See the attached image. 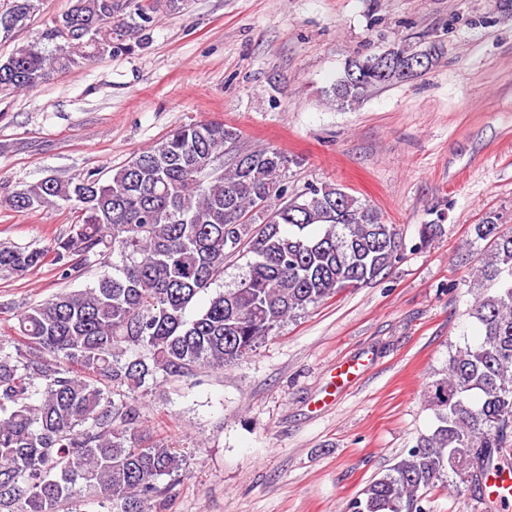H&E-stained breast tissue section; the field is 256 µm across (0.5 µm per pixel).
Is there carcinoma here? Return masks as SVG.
Returning a JSON list of instances; mask_svg holds the SVG:
<instances>
[{
    "label": "carcinoma",
    "mask_w": 512,
    "mask_h": 512,
    "mask_svg": "<svg viewBox=\"0 0 512 512\" xmlns=\"http://www.w3.org/2000/svg\"><path fill=\"white\" fill-rule=\"evenodd\" d=\"M184 0H70L31 42L0 59V94L33 89L104 56L129 54L158 12ZM40 0H7L0 38L27 25ZM439 49L393 46L348 61L324 96L347 106L371 91L421 77ZM218 121L188 123L102 180L48 175L6 205L36 211L61 202L77 213L45 248L0 246V273L25 277L53 255L75 281L93 284L30 307L0 345V512H58L82 495L107 512H144L182 469V449L151 441L132 397L202 369L229 366L287 319L385 274L403 258L395 225L334 184L288 196L289 159L272 147L242 149ZM471 316L480 336L448 356L428 399L438 425L349 512H427L438 482L483 492L512 451V229L487 216L472 225ZM250 254L248 271L192 320L187 307L224 275V260ZM116 253L121 263L107 264ZM128 349L143 353L123 358Z\"/></svg>",
    "instance_id": "cac0c4a2"
}]
</instances>
